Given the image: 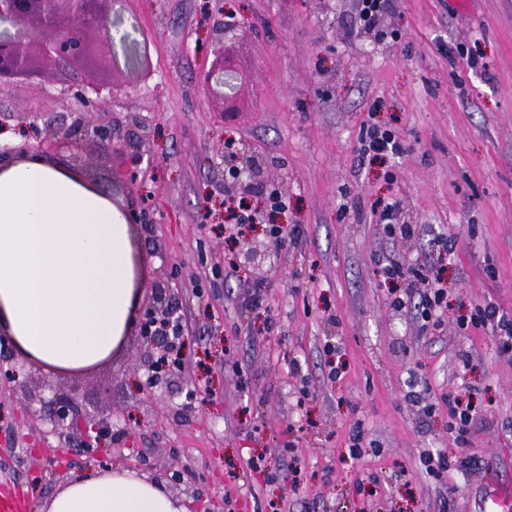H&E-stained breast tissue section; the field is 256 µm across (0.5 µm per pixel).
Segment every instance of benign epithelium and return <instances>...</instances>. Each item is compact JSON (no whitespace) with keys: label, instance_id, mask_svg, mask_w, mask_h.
<instances>
[{"label":"benign epithelium","instance_id":"1","mask_svg":"<svg viewBox=\"0 0 512 512\" xmlns=\"http://www.w3.org/2000/svg\"><path fill=\"white\" fill-rule=\"evenodd\" d=\"M116 0H0V88L13 89L23 83H33L49 73L65 71L80 65L97 50V43L87 34L95 33L106 43L108 63L112 70L133 77L146 67L141 45L121 37L122 52L114 49L112 9ZM237 72L220 56L203 73V83L209 96L229 107L237 94ZM86 138L106 142L119 152L123 145L112 131L95 124L89 112L76 113L71 130ZM174 301L163 288L151 289L150 297L140 309L136 328L145 348L144 366L153 381L167 380L181 371L180 357L170 348L164 334ZM0 359L13 361L11 378L26 384L29 362L22 358L10 337L0 332ZM53 390L45 379L30 393V401L49 406L48 420L52 428L70 441L83 445L102 442L112 436V419L85 417L75 422L73 401L64 396L45 392ZM156 480L179 490L184 484L179 469L168 463L156 471Z\"/></svg>","mask_w":512,"mask_h":512}]
</instances>
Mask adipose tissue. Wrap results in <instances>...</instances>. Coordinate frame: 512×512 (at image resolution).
<instances>
[{"label":"adipose tissue","instance_id":"obj_1","mask_svg":"<svg viewBox=\"0 0 512 512\" xmlns=\"http://www.w3.org/2000/svg\"><path fill=\"white\" fill-rule=\"evenodd\" d=\"M124 208L40 156L0 162V330L50 371L86 372L122 345L137 303ZM41 512H185L133 472L67 480Z\"/></svg>","mask_w":512,"mask_h":512}]
</instances>
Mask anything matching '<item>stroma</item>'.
<instances>
[{
    "label": "stroma",
    "mask_w": 512,
    "mask_h": 512,
    "mask_svg": "<svg viewBox=\"0 0 512 512\" xmlns=\"http://www.w3.org/2000/svg\"><path fill=\"white\" fill-rule=\"evenodd\" d=\"M355 0H125L119 31L151 47L134 82L91 59L69 73L124 150L52 139L82 103L55 79L38 90H0V145H43L45 158L140 216L132 239L145 286L178 298L184 325L180 379L148 385L122 349L84 373H51L80 412L114 417L121 468L175 456L198 495L187 512H479L487 476L512 485V361L490 332L461 328L477 308L512 315V0H397L376 40L346 36ZM232 36H225L229 24ZM225 54L242 81L222 112L202 74ZM477 67H470V60ZM396 131L403 151L361 161L362 122ZM285 191L283 224L298 245L274 253L264 225L246 245L225 242L219 207L231 183L224 140ZM403 202L416 225L407 241L371 220L378 201ZM454 240L439 263L435 237ZM232 254L239 271L224 272ZM399 255L440 278V326L390 304L397 286L377 255ZM261 288L271 332H257L247 302ZM337 379H329L330 368ZM428 382L434 414L404 401L409 382ZM308 395H301V387ZM468 405L466 442L448 432L446 398ZM24 390L0 372V512L44 501L87 455L69 449L27 410ZM363 422L372 448L349 454ZM448 470L426 474L421 454ZM281 455L277 475L245 477L246 462Z\"/></svg>",
    "instance_id": "stroma-1"
}]
</instances>
